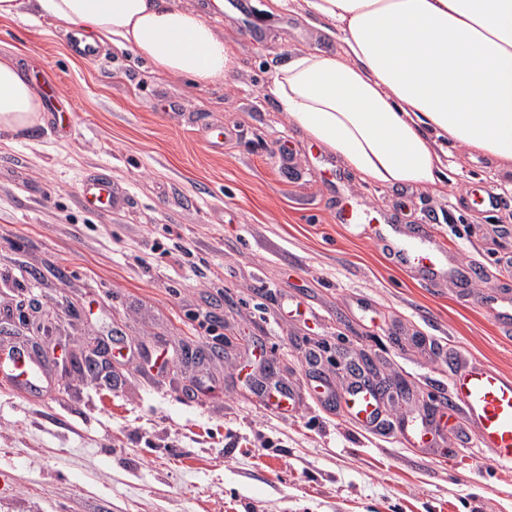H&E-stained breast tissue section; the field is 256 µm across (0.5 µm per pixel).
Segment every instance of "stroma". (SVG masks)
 <instances>
[{"label":"stroma","mask_w":512,"mask_h":512,"mask_svg":"<svg viewBox=\"0 0 512 512\" xmlns=\"http://www.w3.org/2000/svg\"><path fill=\"white\" fill-rule=\"evenodd\" d=\"M243 2L259 28L210 16L236 66L205 85L0 20V53L73 121L0 133V348L40 345L44 365L26 390L0 377V512H512V470L462 411L426 451L397 426L447 406L456 364L512 374V332L478 299L512 291V167L440 137L442 187L361 180L263 93L296 49L339 40L304 0ZM92 175L128 205L88 210ZM344 204L433 225L488 278L422 281ZM348 361L381 390L382 428L320 399L323 380L345 391ZM264 376L296 412L261 400Z\"/></svg>","instance_id":"obj_1"}]
</instances>
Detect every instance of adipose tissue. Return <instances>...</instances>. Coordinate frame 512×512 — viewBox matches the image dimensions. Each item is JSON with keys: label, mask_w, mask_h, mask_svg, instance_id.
Segmentation results:
<instances>
[{"label": "adipose tissue", "mask_w": 512, "mask_h": 512, "mask_svg": "<svg viewBox=\"0 0 512 512\" xmlns=\"http://www.w3.org/2000/svg\"><path fill=\"white\" fill-rule=\"evenodd\" d=\"M80 45H117L153 71L197 84L235 58L203 12L174 0H30ZM309 23L338 31L327 54L296 50L265 89L289 121L362 180L433 186L432 136L512 162V0H306ZM43 101L0 56V132L40 123Z\"/></svg>", "instance_id": "obj_1"}]
</instances>
